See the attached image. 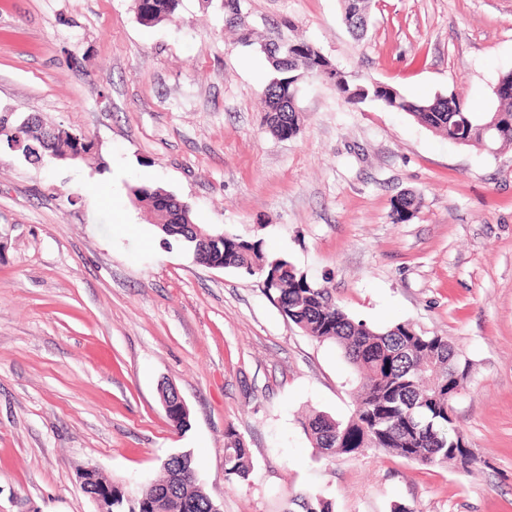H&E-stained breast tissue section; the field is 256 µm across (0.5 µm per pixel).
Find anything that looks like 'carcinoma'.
I'll list each match as a JSON object with an SVG mask.
<instances>
[{
  "label": "carcinoma",
  "instance_id": "obj_1",
  "mask_svg": "<svg viewBox=\"0 0 512 512\" xmlns=\"http://www.w3.org/2000/svg\"><path fill=\"white\" fill-rule=\"evenodd\" d=\"M137 2L140 21L154 25L177 11L179 0H149L147 8ZM372 0H343V17L356 31L364 30ZM296 45L297 58L285 60V53L266 49L273 78L265 88L267 126L282 136L294 133L298 114L287 93L298 85L299 76L326 74L347 104L364 101L354 92L355 85L331 67L324 56L305 41ZM494 105L485 112H475L455 93L433 99H414L402 93L380 99L394 112H405L434 133L462 146L495 152L512 145V71L502 73L493 89ZM54 130L49 149L25 152L24 145L37 142ZM0 143L19 150L25 159L41 163L50 153L65 157L84 152L90 155L92 143L82 135L60 126L47 127L41 120L24 127L0 118ZM160 187L141 184L130 188V195L145 204L152 224L163 241H175L188 247L199 261L224 262L264 281V291L276 302L286 319L305 335L319 342L332 341L345 354L359 375L354 410L339 421L316 413L305 418L303 428L324 457L350 455L367 448L382 449L423 466L460 463L469 452L453 420L448 418V394L464 387L469 362L460 357L445 336L430 334L409 322H400L378 330L357 321L344 312L328 288L308 281L287 260L271 258L261 240L224 236V245L214 250L212 244L195 237L190 207L171 203L161 206ZM418 204L416 195L403 194L395 199L397 219L407 220ZM224 449L226 479H248L252 470L250 448L242 437L232 432ZM302 512H332V504L319 496H300L293 500ZM214 499L205 491L197 476L191 453L170 455L161 465V475L154 483L130 495L118 482H112L113 512H213Z\"/></svg>",
  "mask_w": 512,
  "mask_h": 512
}]
</instances>
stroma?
Wrapping results in <instances>:
<instances>
[{
    "instance_id": "stroma-1",
    "label": "stroma",
    "mask_w": 512,
    "mask_h": 512,
    "mask_svg": "<svg viewBox=\"0 0 512 512\" xmlns=\"http://www.w3.org/2000/svg\"><path fill=\"white\" fill-rule=\"evenodd\" d=\"M180 0L151 26L135 0H0V115L88 137V163L0 151V512H94L95 465L137 486L191 451L223 512H512V149L441 137L380 102L298 85L297 134L264 122L261 45H315L352 82L459 93L474 111L512 70V0H374L355 38L342 0ZM156 184L213 232L261 240L354 319L409 322L470 363L451 401L472 474L378 449L317 454L301 421L347 419L357 382L331 342L281 314L259 277L166 245L129 201ZM106 187L93 205L86 193ZM417 195L397 221L393 201ZM190 411L175 429L159 397ZM251 451L226 480L227 431Z\"/></svg>"
}]
</instances>
